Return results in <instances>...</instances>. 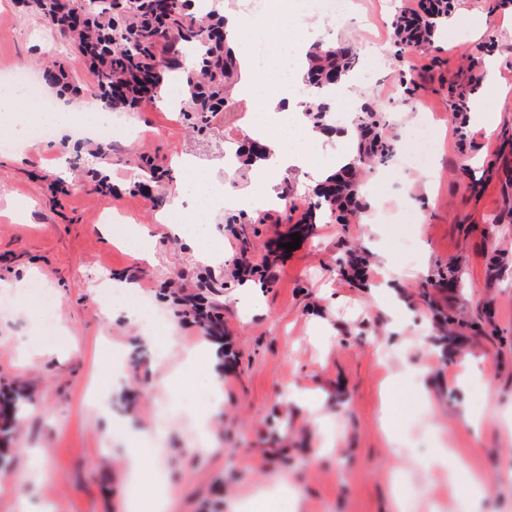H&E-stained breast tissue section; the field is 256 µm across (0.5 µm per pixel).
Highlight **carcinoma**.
<instances>
[{
  "label": "carcinoma",
  "instance_id": "1",
  "mask_svg": "<svg viewBox=\"0 0 512 512\" xmlns=\"http://www.w3.org/2000/svg\"><path fill=\"white\" fill-rule=\"evenodd\" d=\"M31 7L75 48L89 64L93 99L107 97L110 109H133L145 99L161 97L169 76L185 71L183 97L192 119L204 122L220 111L238 78L239 62L228 44L224 15L216 10L196 13L191 0H32ZM455 0H423L421 11H403L393 22L398 55L432 43L438 24L448 18ZM194 49L195 65L184 70V48ZM307 82L324 90L353 72L359 57L347 45L315 44L307 51ZM52 87L78 94L82 88L54 69L44 75ZM482 79L471 64L464 85L448 86L453 117L464 124L472 96ZM332 100L320 96L306 110L316 127L326 126ZM359 132L358 161L383 165L395 153L394 141L383 132L382 117L364 105L355 115ZM357 168L343 166L331 174L308 203L298 223L313 224L328 209L345 224L364 209L357 190Z\"/></svg>",
  "mask_w": 512,
  "mask_h": 512
}]
</instances>
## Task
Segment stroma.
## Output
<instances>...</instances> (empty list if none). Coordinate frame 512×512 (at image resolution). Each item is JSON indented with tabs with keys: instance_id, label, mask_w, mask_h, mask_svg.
<instances>
[{
	"instance_id": "obj_1",
	"label": "stroma",
	"mask_w": 512,
	"mask_h": 512,
	"mask_svg": "<svg viewBox=\"0 0 512 512\" xmlns=\"http://www.w3.org/2000/svg\"><path fill=\"white\" fill-rule=\"evenodd\" d=\"M410 4L347 0L333 19L292 18L308 25L312 41L357 52L360 64L337 86L333 110L373 104L399 149L365 174L367 207L353 223L324 219L296 250H283L284 226L229 224L220 213L213 244L233 260L215 270L196 261L192 239L158 221L171 203L178 156L243 188L224 172L225 152L244 142L256 118L240 95L200 131L176 97L121 113L107 190L91 177L90 132L74 128L0 151V280L37 281L57 299L49 311L29 294L0 309V390L33 396L4 451L0 512H152L146 484L166 495L165 512H252L258 497L285 512H512V196L499 171L512 135V12L492 9L491 0H457L434 46L399 59L391 23ZM488 42L493 71L458 126L448 85ZM53 61L92 84L42 16L24 0H0V75L36 74ZM409 81L418 86L412 97ZM486 113L497 119L491 134ZM429 118L435 151L429 178L418 182L401 151ZM464 156L471 166L462 167ZM157 158L168 172L152 183L142 162ZM143 233L157 264L135 257ZM351 245L367 261L368 287L340 272ZM387 260L404 272L394 288L382 285ZM248 264L261 270L258 298L241 310L237 269ZM452 268L451 285L443 276ZM116 278L162 315L153 331L168 340L163 357L146 347L145 320L129 319L123 302L101 310L94 288ZM428 281L439 304L467 323L465 343L446 357L418 294ZM178 295H201L223 310L232 355L214 375L187 373L172 396L162 380L203 340L179 315ZM105 351L125 373L96 407L86 392ZM417 368L425 378L414 376ZM215 377L220 391L208 415L196 400ZM388 387L386 430L379 416ZM295 388L317 395L315 411L288 399ZM487 388L496 393L493 418L485 415ZM467 413L478 424L465 422Z\"/></svg>"
}]
</instances>
